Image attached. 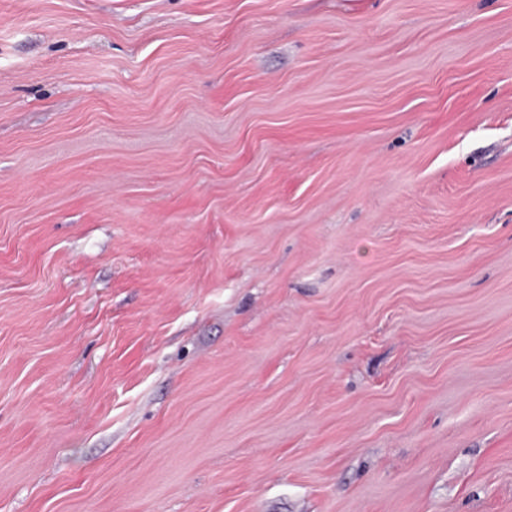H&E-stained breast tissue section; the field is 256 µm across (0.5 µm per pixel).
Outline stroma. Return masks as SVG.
<instances>
[{
  "label": "stroma",
  "mask_w": 512,
  "mask_h": 512,
  "mask_svg": "<svg viewBox=\"0 0 512 512\" xmlns=\"http://www.w3.org/2000/svg\"><path fill=\"white\" fill-rule=\"evenodd\" d=\"M0 512H512V0H0Z\"/></svg>",
  "instance_id": "obj_1"
}]
</instances>
